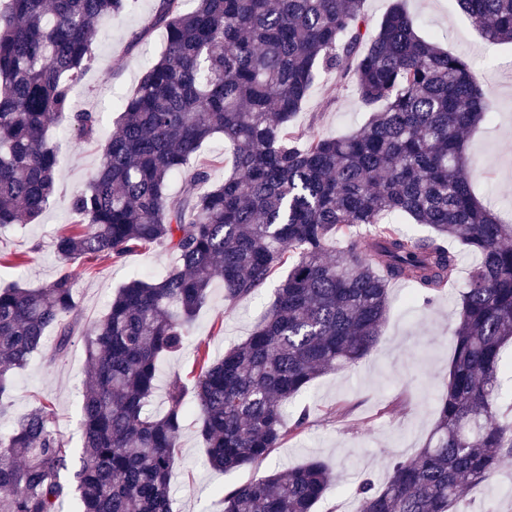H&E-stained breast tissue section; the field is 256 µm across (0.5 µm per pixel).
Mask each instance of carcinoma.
I'll return each instance as SVG.
<instances>
[{
	"label": "carcinoma",
	"instance_id": "obj_1",
	"mask_svg": "<svg viewBox=\"0 0 512 512\" xmlns=\"http://www.w3.org/2000/svg\"><path fill=\"white\" fill-rule=\"evenodd\" d=\"M158 0L144 32L164 47L119 106L96 175L70 208L79 232L56 238L66 261L162 246L177 265L133 278L85 334L90 376L82 401L81 464L49 405L20 415L0 437V512H173L170 481L189 417L217 470L255 468L301 434L284 407L321 374L377 345L389 285L410 282L429 306L454 282V243L475 261L451 328L453 354L434 427L415 459L386 482L366 477L355 512H459L512 463V223L472 187L465 136L494 112L466 59L417 32L392 4L373 24L365 0ZM490 42L512 43V0H454ZM136 0H0V229L28 224L57 190L47 125L65 116L79 140L97 139L96 112H73L100 27ZM353 82L368 122L342 137L297 129L317 75ZM224 137L228 174L211 183L203 145ZM196 192L168 187L190 161ZM425 224L431 236L401 231ZM371 231L363 234L361 227ZM345 243L326 259L331 243ZM288 273L262 322L224 357L196 359L193 402L181 379L164 412H146L157 364L181 350L216 277L246 298L283 261ZM80 323L68 275L43 288L0 289V417L11 373ZM323 461L219 493L217 512H314L332 482Z\"/></svg>",
	"mask_w": 512,
	"mask_h": 512
}]
</instances>
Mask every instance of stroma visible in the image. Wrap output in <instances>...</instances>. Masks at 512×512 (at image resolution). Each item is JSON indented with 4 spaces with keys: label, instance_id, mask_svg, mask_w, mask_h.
Here are the masks:
<instances>
[{
    "label": "stroma",
    "instance_id": "35a3bbf8",
    "mask_svg": "<svg viewBox=\"0 0 512 512\" xmlns=\"http://www.w3.org/2000/svg\"><path fill=\"white\" fill-rule=\"evenodd\" d=\"M403 6L425 31L437 36L443 49L471 63L493 100V123L470 133L467 153L480 173L475 184L480 199L500 212L512 211V44H487L450 0H404ZM155 7L156 0H139L135 12L101 27L94 62L72 99L73 110L100 113L99 140L78 142L67 119L53 120L50 135L58 156L57 193L32 223L0 231V288H39L59 276H71L85 326L107 312L118 288L131 278L161 276L175 263L174 255L160 247L131 253L119 262L108 257L68 262L58 257L53 245L58 233L71 228V198L87 185L99 165L101 143L112 135L117 102L134 92L162 47L163 30L144 29ZM368 118L353 87L337 84L335 75L323 74L294 123L314 127L322 136L340 137L361 128ZM472 263L471 255L460 256L454 287L428 308L412 302L410 283L391 284L390 311L376 347L354 366L319 376L289 403L287 418L306 408L308 425L258 467L227 473L211 468L202 438L195 429H187L172 478L174 512H214L217 492L312 458L328 463L336 475L315 512H352L358 476L383 484L393 461L414 457L434 426L452 358L448 326L456 316L458 290ZM287 271V266L278 267L254 296L234 303L224 298L223 279H215L183 350L159 361L151 412L164 410L165 394L174 378L192 384L190 370L197 346L206 347L218 359L251 335ZM87 370L85 345L79 336L56 362L34 354L12 376L13 415L41 402L51 403L57 430L72 449H79ZM462 508L464 512H512V468H503L481 491L468 494Z\"/></svg>",
    "mask_w": 512,
    "mask_h": 512
}]
</instances>
